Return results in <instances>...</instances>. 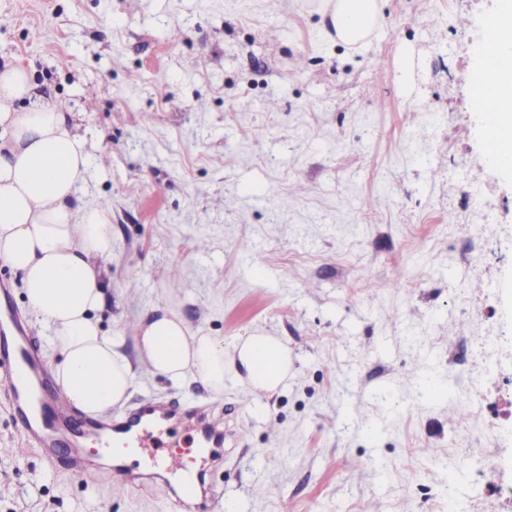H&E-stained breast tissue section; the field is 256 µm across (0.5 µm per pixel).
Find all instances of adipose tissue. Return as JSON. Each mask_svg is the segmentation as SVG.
<instances>
[{
	"mask_svg": "<svg viewBox=\"0 0 512 512\" xmlns=\"http://www.w3.org/2000/svg\"><path fill=\"white\" fill-rule=\"evenodd\" d=\"M337 42L364 45L382 22V0H322ZM495 47L484 48L480 72L495 91L497 149L512 169V0L491 16ZM87 141L64 111L34 100L27 69L0 67V257L21 276L35 315L52 331L53 371L62 395L82 415L123 405L133 376L129 359L104 334L98 314L108 302L99 270L112 256V220L102 205L76 202L89 169ZM137 357L154 376L191 377L212 393L234 370L250 393L276 392L288 376L282 339L255 333L225 351L222 339L192 331L173 302L142 316Z\"/></svg>",
	"mask_w": 512,
	"mask_h": 512,
	"instance_id": "obj_1",
	"label": "adipose tissue"
}]
</instances>
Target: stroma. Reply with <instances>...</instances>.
Wrapping results in <instances>:
<instances>
[{
  "instance_id": "stroma-1",
  "label": "stroma",
  "mask_w": 512,
  "mask_h": 512,
  "mask_svg": "<svg viewBox=\"0 0 512 512\" xmlns=\"http://www.w3.org/2000/svg\"><path fill=\"white\" fill-rule=\"evenodd\" d=\"M494 5L384 0L354 49L316 0H0V59L68 109L93 156L79 196L112 208L99 318L134 363L112 416H223L214 470L180 428L152 436L206 470L222 512H512V174L471 100ZM175 278L193 331L287 343L277 393L137 363L134 327ZM88 458L98 483L51 472L0 400V512H180L172 476L140 459L124 485L112 454Z\"/></svg>"
}]
</instances>
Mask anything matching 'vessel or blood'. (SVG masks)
I'll return each mask as SVG.
<instances>
[{"label": "vessel or blood", "mask_w": 512, "mask_h": 512, "mask_svg": "<svg viewBox=\"0 0 512 512\" xmlns=\"http://www.w3.org/2000/svg\"><path fill=\"white\" fill-rule=\"evenodd\" d=\"M27 318L12 309L0 313V399L17 416V430L25 447L38 449L40 456L65 470L78 482L97 480L98 472L89 467L77 449L84 436L100 438L104 446L141 448L154 429L177 424L203 447L224 441L223 419L211 415L206 406L181 409L163 402L140 407L125 422L112 421L111 411L97 418H75L67 403L57 398L52 376L35 348ZM150 464L181 478L180 512H190L197 497V479L181 455L168 453L150 457Z\"/></svg>", "instance_id": "vessel-or-blood-1"}]
</instances>
